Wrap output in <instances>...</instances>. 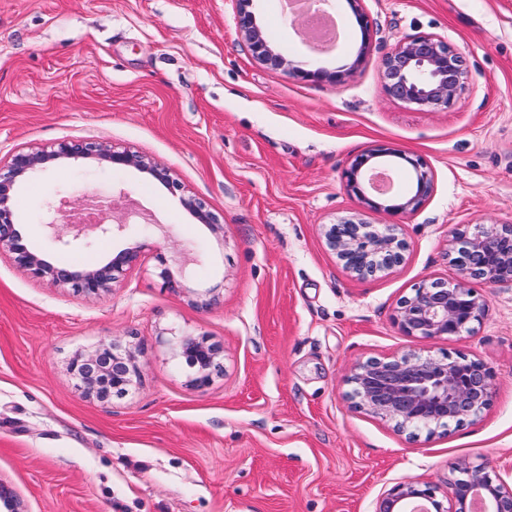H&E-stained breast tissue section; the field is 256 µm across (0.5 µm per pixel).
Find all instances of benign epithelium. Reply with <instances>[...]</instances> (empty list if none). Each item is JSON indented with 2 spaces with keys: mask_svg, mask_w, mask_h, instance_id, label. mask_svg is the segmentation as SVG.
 I'll use <instances>...</instances> for the list:
<instances>
[{
  "mask_svg": "<svg viewBox=\"0 0 512 512\" xmlns=\"http://www.w3.org/2000/svg\"><path fill=\"white\" fill-rule=\"evenodd\" d=\"M237 28L257 63L273 73L304 81L343 83L370 55V25L362 0H347L351 14L362 30L353 62L346 68L329 71L295 66L269 39L258 23L255 0H236ZM382 89L386 96L430 111H445L458 99L467 76L463 53L434 34L405 37L382 57ZM86 161L99 168L134 169L149 176L170 192L181 185L172 169L158 164L129 148H118L108 141L96 143L61 141L50 148H19L0 160V253L7 252L31 277L56 286H70L89 298L109 293L131 272L141 266L145 245L136 244L80 269L53 263L34 250L19 229L14 198L30 176L64 161ZM389 166L403 172V191L391 199H373L366 189L380 190L377 181ZM344 187L372 210L403 216L415 213L430 197L432 177L420 158L406 156L382 146L356 156L344 171ZM181 206L195 219L215 231L220 228L214 214L193 196L180 197ZM86 199L65 201L48 210L44 225L55 242L68 247L94 234L112 236L129 226L134 212L122 204L99 210L87 221L83 218ZM329 250L345 270L358 279L375 277L402 263L408 242L397 226L368 224L356 215L322 225ZM456 245L452 262L457 277L452 280L423 282L411 296L402 299L396 323L404 335L420 338H450L470 333L482 321L488 298L468 286L478 280L488 288L512 283V225L462 233L452 240ZM156 276L161 286L185 294L201 308L219 299L216 290L199 292L188 285L185 266L173 267L156 247ZM173 336L174 357L191 369L187 385L201 389L222 374L224 346L207 335ZM144 352L130 343L104 341L91 350L76 352L67 363L69 374L89 399L109 403L137 389L141 383ZM347 397L370 414L393 425L399 432L425 429L434 435L452 423L478 418L489 406L492 371L487 365L466 356L455 359L423 356L414 350L382 358H372L352 366L345 379ZM459 477L451 482L452 493L439 495V488L427 481L406 478L380 494L375 512H512V469L496 471L486 463L455 466ZM0 512H22L16 494L0 483Z\"/></svg>",
  "mask_w": 512,
  "mask_h": 512,
  "instance_id": "obj_1",
  "label": "benign epithelium"
}]
</instances>
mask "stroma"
Instances as JSON below:
<instances>
[{"mask_svg": "<svg viewBox=\"0 0 512 512\" xmlns=\"http://www.w3.org/2000/svg\"><path fill=\"white\" fill-rule=\"evenodd\" d=\"M332 6L344 36L319 55L285 23L282 0L254 4L295 65L336 70L361 32L345 0ZM363 6L372 53L336 85L255 63L235 0H0V158L106 140L171 168L224 224L214 234L132 169L62 164L19 190L22 230L51 260L82 266L150 246L140 269L94 299L0 255V481L24 512H373L408 477L446 493L457 463L512 466V284L477 285L488 310L460 337L412 339L395 322L415 286L455 277V233L512 225V0ZM423 33L467 59L465 89L443 112L382 90L381 58ZM379 145L427 164L433 193L413 215L365 209L344 187L354 157ZM119 190L155 224L53 242L47 204ZM352 213L398 225L409 244L400 265L367 279L342 267L321 227ZM155 245L185 264L190 287L222 289L220 302L201 309L163 289ZM164 328L223 344V375L188 387ZM131 337L145 348L139 388L88 400L67 360ZM407 350L485 362L489 407L434 436L355 408L349 367Z\"/></svg>", "mask_w": 512, "mask_h": 512, "instance_id": "obj_1", "label": "stroma"}]
</instances>
